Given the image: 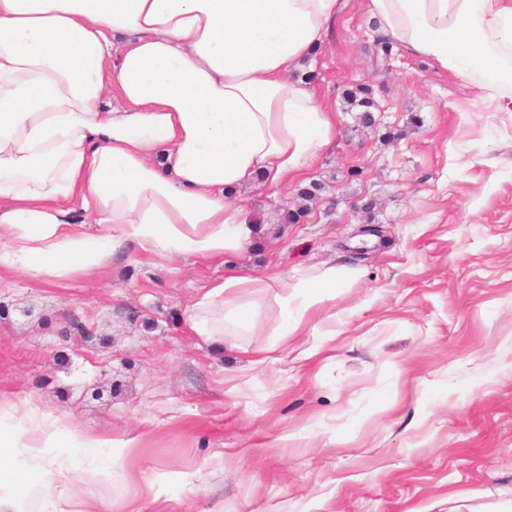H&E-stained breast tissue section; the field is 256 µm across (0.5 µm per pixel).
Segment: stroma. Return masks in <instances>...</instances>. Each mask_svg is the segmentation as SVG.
Instances as JSON below:
<instances>
[{
    "instance_id": "stroma-1",
    "label": "stroma",
    "mask_w": 512,
    "mask_h": 512,
    "mask_svg": "<svg viewBox=\"0 0 512 512\" xmlns=\"http://www.w3.org/2000/svg\"><path fill=\"white\" fill-rule=\"evenodd\" d=\"M367 6L339 0L307 66L335 140L305 178L248 193L260 232L242 275L364 271L299 335L274 341L266 299L258 335L191 336L218 260L123 253L61 287L0 278V408L32 399L50 454L76 463L79 434L110 437L127 472L99 484L112 512H512V111L400 42L377 68ZM358 86L373 125L346 109Z\"/></svg>"
}]
</instances>
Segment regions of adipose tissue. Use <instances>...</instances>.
Segmentation results:
<instances>
[{
  "mask_svg": "<svg viewBox=\"0 0 512 512\" xmlns=\"http://www.w3.org/2000/svg\"><path fill=\"white\" fill-rule=\"evenodd\" d=\"M339 0H0V270L60 284L111 266L118 249L164 260L241 254L256 237L231 194L298 177L336 136L332 114L292 71L319 51ZM379 33L512 105V0H369ZM361 269L250 278L201 289L189 331L220 347L254 335L260 301L281 336L358 283ZM13 447L36 472L40 512H101L75 470L46 456L51 424L12 410Z\"/></svg>",
  "mask_w": 512,
  "mask_h": 512,
  "instance_id": "ef3b65f1",
  "label": "adipose tissue"
}]
</instances>
